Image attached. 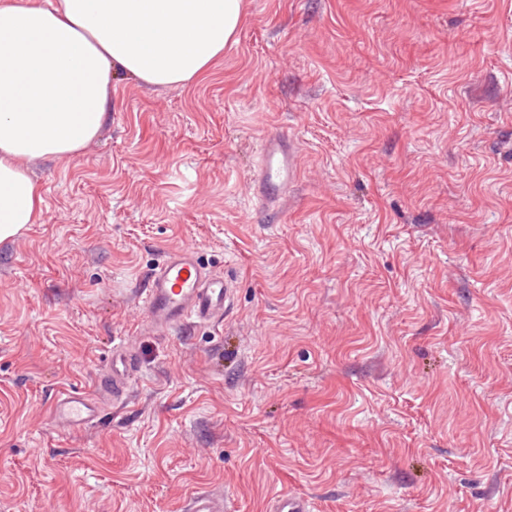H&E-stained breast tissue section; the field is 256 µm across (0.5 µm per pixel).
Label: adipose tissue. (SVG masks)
I'll use <instances>...</instances> for the list:
<instances>
[{
    "instance_id": "ef3b65f1",
    "label": "adipose tissue",
    "mask_w": 512,
    "mask_h": 512,
    "mask_svg": "<svg viewBox=\"0 0 512 512\" xmlns=\"http://www.w3.org/2000/svg\"><path fill=\"white\" fill-rule=\"evenodd\" d=\"M244 16V0H0V242L39 222L31 164L98 135L115 74L190 84Z\"/></svg>"
}]
</instances>
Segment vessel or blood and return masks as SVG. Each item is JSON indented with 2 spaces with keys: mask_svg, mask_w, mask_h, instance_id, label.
<instances>
[{
  "mask_svg": "<svg viewBox=\"0 0 512 512\" xmlns=\"http://www.w3.org/2000/svg\"><path fill=\"white\" fill-rule=\"evenodd\" d=\"M297 174V149L287 136L271 134L261 146L260 162L251 192L261 208L274 209L288 194ZM139 300L148 323L155 329L172 331L190 325L222 322L233 302L232 282L205 265L197 251L183 247L168 251L152 269ZM136 373V358L130 346L113 347L107 375L98 381L97 396L67 391L50 405L53 422L81 431L94 425L102 412V400L124 402ZM187 512H224L223 497L198 492L190 497Z\"/></svg>",
  "mask_w": 512,
  "mask_h": 512,
  "instance_id": "1",
  "label": "vessel or blood"
}]
</instances>
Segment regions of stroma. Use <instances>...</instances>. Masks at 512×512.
Returning <instances> with one entry per match:
<instances>
[{
  "instance_id": "stroma-1",
  "label": "stroma",
  "mask_w": 512,
  "mask_h": 512,
  "mask_svg": "<svg viewBox=\"0 0 512 512\" xmlns=\"http://www.w3.org/2000/svg\"><path fill=\"white\" fill-rule=\"evenodd\" d=\"M301 145L274 216L266 134ZM31 171L40 223L0 244V512H512V0H246L195 82L112 80L100 135ZM194 248L223 322L148 323ZM130 401L82 431L114 345ZM136 372V358L131 347H113L108 374L98 380V398L85 392H61L50 405L53 422L72 431L94 425L101 416L102 401L112 397V404H119L127 399L131 379ZM188 512H224V498L211 492H197L190 497Z\"/></svg>"
}]
</instances>
